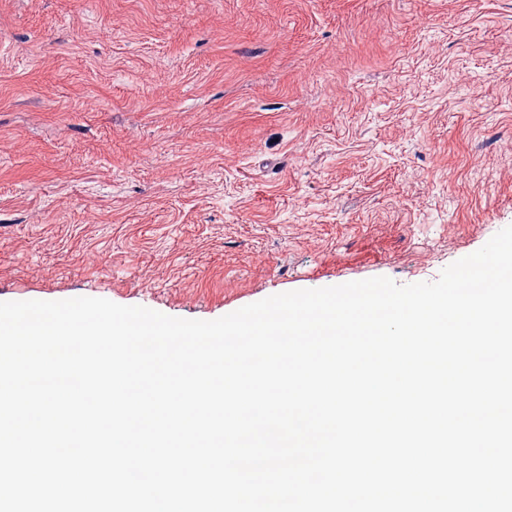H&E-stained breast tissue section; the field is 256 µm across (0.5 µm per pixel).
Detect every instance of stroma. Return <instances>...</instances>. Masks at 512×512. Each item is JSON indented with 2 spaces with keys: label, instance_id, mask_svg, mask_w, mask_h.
<instances>
[{
  "label": "stroma",
  "instance_id": "obj_1",
  "mask_svg": "<svg viewBox=\"0 0 512 512\" xmlns=\"http://www.w3.org/2000/svg\"><path fill=\"white\" fill-rule=\"evenodd\" d=\"M512 225V0H0V302L215 320Z\"/></svg>",
  "mask_w": 512,
  "mask_h": 512
}]
</instances>
